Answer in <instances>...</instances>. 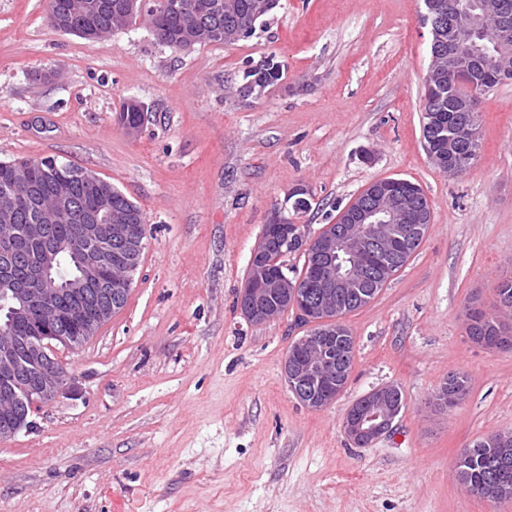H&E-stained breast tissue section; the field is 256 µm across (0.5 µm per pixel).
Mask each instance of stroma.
I'll return each instance as SVG.
<instances>
[{
    "label": "stroma",
    "instance_id": "stroma-1",
    "mask_svg": "<svg viewBox=\"0 0 512 512\" xmlns=\"http://www.w3.org/2000/svg\"><path fill=\"white\" fill-rule=\"evenodd\" d=\"M423 0H281L255 34L189 52L144 24L94 41L47 20V0H0V161L54 157L135 202L146 247L128 301L82 345L71 379L0 443V512H512L456 479L463 448L512 430V349L466 333L512 273V79L480 97L482 149L465 175L422 135L430 31ZM283 75L258 99L246 64ZM148 109L136 136L124 99ZM403 178L432 222L407 264L344 316L346 387L319 410L289 391L294 309L248 324L236 292L273 206L304 184L314 235L373 181ZM469 393L429 401L449 374ZM401 387L392 429L359 447L345 416Z\"/></svg>",
    "mask_w": 512,
    "mask_h": 512
}]
</instances>
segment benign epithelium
I'll return each instance as SVG.
<instances>
[{
	"label": "benign epithelium",
	"instance_id": "7a95c632",
	"mask_svg": "<svg viewBox=\"0 0 512 512\" xmlns=\"http://www.w3.org/2000/svg\"><path fill=\"white\" fill-rule=\"evenodd\" d=\"M424 19L430 24L432 41L444 45L436 55L448 54V72L429 70L430 91L457 83L465 72L473 84H482L487 75L499 82L512 79V69L496 64L512 51V7L498 0H424ZM254 31L249 18L224 32V41L235 43ZM205 36L195 14L186 11L179 48L191 51ZM462 119L448 129V155L463 146L478 156L480 131L471 100L461 103ZM9 183L0 189V296L14 301L12 319L0 325V443L14 438L31 426L34 409L51 402L69 381V374L56 355L57 346L73 347L96 334L117 312L120 301L130 293L139 267L144 233L136 230L131 214L112 208V184L83 167H64L55 159L41 166L42 178L35 180L26 159L8 162ZM52 188L50 208L35 207L31 223H17L14 203L23 198L39 201L43 186ZM93 188V206L77 225L75 236L59 237L48 221L69 216L74 210L76 188ZM413 183L387 180L367 186V198L345 211L343 227L333 234L309 236L304 225L285 216L287 203L296 195L311 194L297 184L289 190L285 203L271 211L268 224L278 233L281 268L274 271L265 262L267 242L260 239L239 290L238 306L243 317L261 325L274 317L278 304L294 307L310 323L324 325L323 313L339 309L338 300L351 294L370 269L372 260L400 238H409L416 225L431 223L429 208L422 204ZM302 242L310 266L308 285L303 287L288 275L286 258L296 242ZM68 254L78 268L69 286L61 287L53 275L56 258ZM26 267L25 278L15 277L17 266ZM36 323L32 336L17 330ZM295 345L309 355L300 367L283 369L289 391L304 406L319 410L336 399L333 384L334 360L322 338L302 336ZM399 408L380 387L355 403L343 427L358 446L375 442L391 429Z\"/></svg>",
	"mask_w": 512,
	"mask_h": 512
}]
</instances>
